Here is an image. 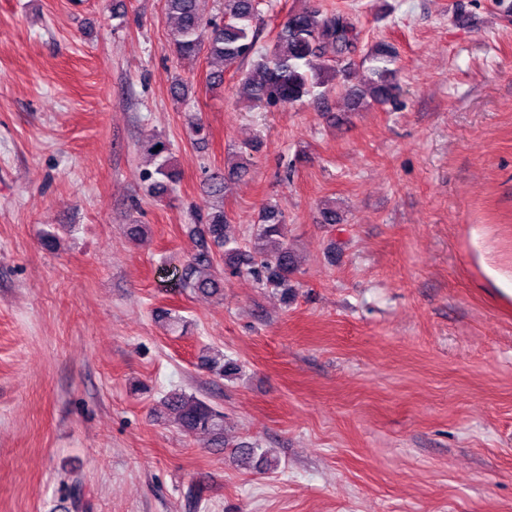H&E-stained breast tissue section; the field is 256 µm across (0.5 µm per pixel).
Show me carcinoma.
<instances>
[{"instance_id":"obj_1","label":"carcinoma","mask_w":512,"mask_h":512,"mask_svg":"<svg viewBox=\"0 0 512 512\" xmlns=\"http://www.w3.org/2000/svg\"><path fill=\"white\" fill-rule=\"evenodd\" d=\"M210 0H164L165 14L174 19L170 32L171 49L180 58H196L206 53L221 65L209 74V84L220 88L224 71L240 72V87L247 99L271 106L294 105L317 88H328L329 74L344 56L355 50L356 28L349 16L328 13L318 6L292 11L280 25L268 51L254 58L257 0H222L220 14H212ZM389 50L380 47L373 56L368 88L377 103L391 102L396 95L397 71L387 66ZM161 149H156V146ZM151 148L161 159L154 172L151 191L163 194L172 190L176 176L169 166L171 148L166 140L155 137ZM190 232L198 237L199 249L184 266L174 287L203 295L220 292L219 263L238 275L254 278L266 288H286L295 268V258L288 246L285 222L278 208L268 203L261 212L251 247L232 245L227 236L228 218L224 208L206 205L193 211ZM205 364L217 374L228 377L240 372L238 364L224 360V353L210 351ZM162 403L174 414V424L186 434H208L217 444L224 443V414L205 400L184 392L166 395ZM241 460L254 463L258 470H273L275 465L265 453L247 448Z\"/></svg>"}]
</instances>
